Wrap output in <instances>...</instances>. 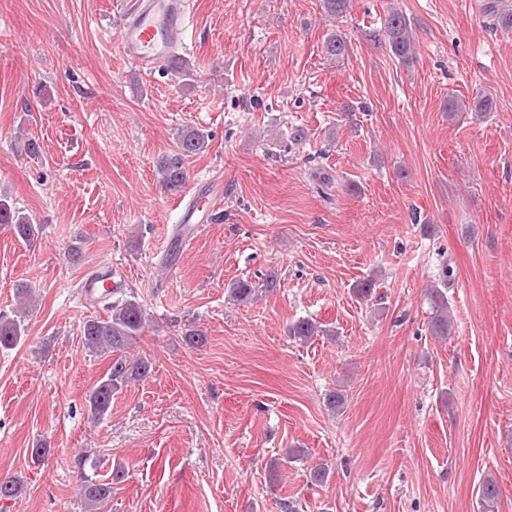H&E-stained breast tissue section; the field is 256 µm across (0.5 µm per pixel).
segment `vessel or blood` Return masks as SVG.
Masks as SVG:
<instances>
[{
    "label": "vessel or blood",
    "instance_id": "obj_1",
    "mask_svg": "<svg viewBox=\"0 0 512 512\" xmlns=\"http://www.w3.org/2000/svg\"><path fill=\"white\" fill-rule=\"evenodd\" d=\"M188 11V0H133L117 35L122 54L141 69L158 70L183 35ZM223 195L222 182L197 184L180 210V223L187 225L189 233H196L199 225L210 222ZM124 280L122 270L102 262L82 281L83 298L86 303H97L103 292L122 287Z\"/></svg>",
    "mask_w": 512,
    "mask_h": 512
}]
</instances>
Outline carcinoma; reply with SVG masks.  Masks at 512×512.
Instances as JSON below:
<instances>
[{
	"label": "carcinoma",
	"mask_w": 512,
	"mask_h": 512,
	"mask_svg": "<svg viewBox=\"0 0 512 512\" xmlns=\"http://www.w3.org/2000/svg\"><path fill=\"white\" fill-rule=\"evenodd\" d=\"M351 0H322V7L332 18H341L348 12ZM485 15L491 18L492 26L503 30L512 29V5L505 0H489L484 7ZM369 40L388 47L392 56L403 66L411 67L416 62V47L410 18L402 10L392 7L387 11L383 27L369 34ZM351 39L338 31L330 35L324 43L325 56L339 63L350 54ZM473 112H491L495 108L493 98L484 92L473 98L470 105L450 98L448 99V116L466 109ZM210 141L205 131L189 127L182 131L176 147L169 154L162 156L156 164L161 176V185L172 194L182 191L188 180L184 159L204 151ZM0 224L8 226L14 235L24 241L33 240L39 228L33 224L30 215L16 209L5 200H0ZM276 288L274 276H268L258 286L247 280L236 281L230 289L231 297L236 301H247L255 297L261 289ZM428 299L432 309L429 323L434 336L446 337L452 331L453 318L448 306V296L436 285L428 289ZM106 315L92 317L83 322L81 333L86 348L97 354L112 356V364L104 376L90 391L87 404L89 419L99 422L108 413L112 405V396L123 387L134 383L150 373L152 363L143 356H132L128 350L137 342L144 332L147 313L139 300L133 295L113 296L106 304ZM318 326L306 319L294 322L288 328V334L299 341H309L318 335ZM25 329L21 321L0 315V347L11 348L21 343ZM95 464L91 457L84 455L78 459L80 471L79 495L83 512H111L112 485L124 478L121 469L112 473L111 481L99 480L95 475L83 471L86 464ZM499 486L492 479L483 481L480 487V501L486 512H492L499 500Z\"/></svg>",
	"instance_id": "1"
}]
</instances>
